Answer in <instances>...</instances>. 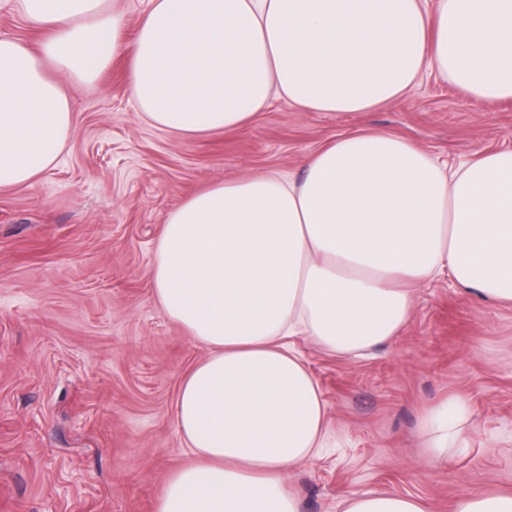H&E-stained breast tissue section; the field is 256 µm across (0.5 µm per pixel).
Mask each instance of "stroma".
Returning <instances> with one entry per match:
<instances>
[{
    "label": "stroma",
    "mask_w": 512,
    "mask_h": 512,
    "mask_svg": "<svg viewBox=\"0 0 512 512\" xmlns=\"http://www.w3.org/2000/svg\"><path fill=\"white\" fill-rule=\"evenodd\" d=\"M74 112L63 157L0 188V512H156L190 462L176 428L182 376L206 351L172 323L150 277L164 220L216 181L300 176L356 129L390 132L443 160L512 148V100L469 97L424 72L399 102L359 115L271 98L245 127L194 138L143 120L126 66L63 81ZM334 445L288 478L302 512H340L354 490L452 512L464 491L512 494V306L447 279L418 288L400 336L363 358L298 342ZM469 448L428 460L420 421L450 398Z\"/></svg>",
    "instance_id": "35a3bbf8"
}]
</instances>
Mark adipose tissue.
I'll list each match as a JSON object with an SVG mask.
<instances>
[{"mask_svg": "<svg viewBox=\"0 0 512 512\" xmlns=\"http://www.w3.org/2000/svg\"><path fill=\"white\" fill-rule=\"evenodd\" d=\"M45 30L0 36V187L65 151V79L128 64L142 118L185 137L239 127L277 96L339 115L391 104L425 71L512 99V0H149L135 40L105 0H22ZM166 316L207 354L180 382L193 460L157 512H301L288 486L329 439L319 384L290 345L360 354L398 336L437 279L512 303V149L449 165L393 133L323 145L302 177L219 181L165 218L151 269ZM465 400L422 417L429 458L469 445ZM342 512H431L355 490Z\"/></svg>", "mask_w": 512, "mask_h": 512, "instance_id": "obj_1", "label": "adipose tissue"}]
</instances>
